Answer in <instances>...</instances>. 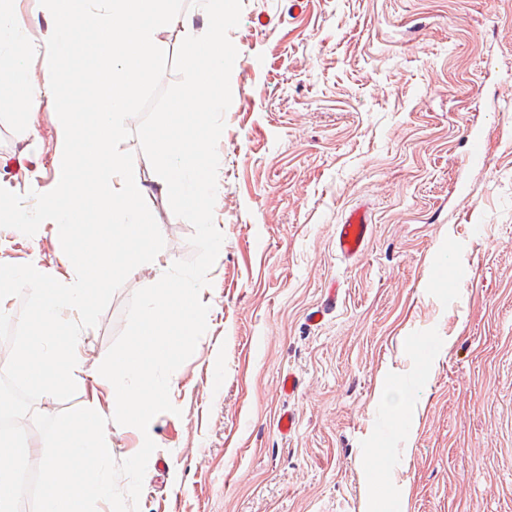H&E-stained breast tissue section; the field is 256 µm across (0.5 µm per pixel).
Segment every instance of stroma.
<instances>
[{
    "label": "stroma",
    "mask_w": 512,
    "mask_h": 512,
    "mask_svg": "<svg viewBox=\"0 0 512 512\" xmlns=\"http://www.w3.org/2000/svg\"><path fill=\"white\" fill-rule=\"evenodd\" d=\"M228 37L224 242L140 512H512V0H243ZM57 155L52 106L22 133L0 122V187L52 190ZM358 205L373 231L348 260L336 226ZM148 207L164 254L91 328L93 361L133 293L194 254L168 196ZM35 258L68 279L50 226L0 228V263Z\"/></svg>",
    "instance_id": "stroma-1"
}]
</instances>
